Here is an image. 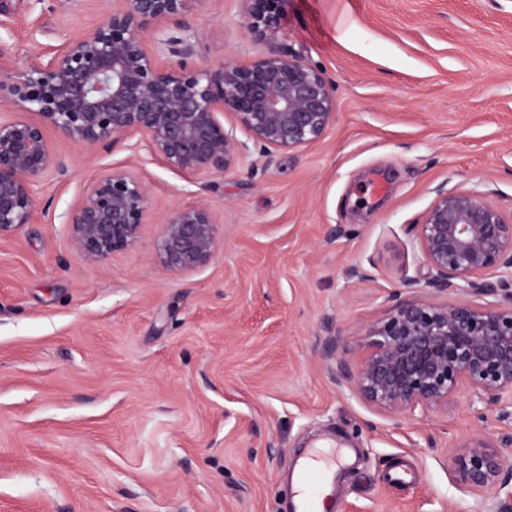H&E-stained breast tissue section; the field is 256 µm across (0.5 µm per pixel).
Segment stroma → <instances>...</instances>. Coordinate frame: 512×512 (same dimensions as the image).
Wrapping results in <instances>:
<instances>
[{
    "instance_id": "1",
    "label": "stroma",
    "mask_w": 512,
    "mask_h": 512,
    "mask_svg": "<svg viewBox=\"0 0 512 512\" xmlns=\"http://www.w3.org/2000/svg\"><path fill=\"white\" fill-rule=\"evenodd\" d=\"M244 13L203 0L198 63L280 46L325 74L335 117L311 146L251 147L204 191L134 138L106 152L50 135L68 171L0 241V512H288L287 479L320 440L355 451L331 512H498L449 461L465 444L512 452V423L477 420L465 393L373 410L332 381L319 338L329 323L355 345L404 274L427 278L416 226L438 188L512 215V0H289L270 38ZM102 19L97 0H0V63ZM111 167L149 197L137 242L96 265L67 215ZM202 198L217 252L171 270L162 222ZM355 265L370 279L349 282Z\"/></svg>"
}]
</instances>
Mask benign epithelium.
Instances as JSON below:
<instances>
[{"instance_id": "obj_1", "label": "benign epithelium", "mask_w": 512, "mask_h": 512, "mask_svg": "<svg viewBox=\"0 0 512 512\" xmlns=\"http://www.w3.org/2000/svg\"><path fill=\"white\" fill-rule=\"evenodd\" d=\"M104 19L92 32L69 38L50 59L35 55L0 71V239L31 223L36 191L47 173L67 171L50 148L48 131L87 148L112 146L138 134L151 157L201 188L222 175L249 147L247 131L264 152L316 143L335 117L324 74L272 47L261 59L196 61L189 17L202 0H99ZM244 22L274 34L288 0H244ZM235 125L224 127V113ZM148 187L137 175L109 169L69 212L79 257L101 264L134 245L146 210ZM430 270L425 285L441 292L483 288L496 303L438 305L406 299L420 286L402 280L392 313L372 327L349 358L340 331L327 325L325 356L333 380L366 404L387 413L448 403L461 392L512 421V221L468 191L436 190L417 225ZM209 204L170 212L156 257L172 270H188L216 254ZM451 472L472 491L512 485V457L490 445H463Z\"/></svg>"}]
</instances>
